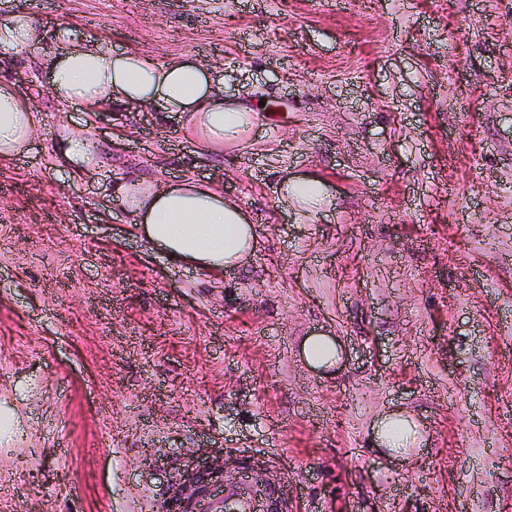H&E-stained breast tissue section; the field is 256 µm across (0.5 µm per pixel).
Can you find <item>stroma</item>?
Here are the masks:
<instances>
[{"label":"stroma","instance_id":"35a3bbf8","mask_svg":"<svg viewBox=\"0 0 512 512\" xmlns=\"http://www.w3.org/2000/svg\"><path fill=\"white\" fill-rule=\"evenodd\" d=\"M73 40L190 53L262 125L201 153L178 117L59 101L0 160V512H166L194 460L269 469L288 512H512V0H0ZM94 165L61 163L62 133ZM287 175L321 180L300 220ZM193 178L258 227L232 270L172 264L112 201ZM312 332L342 350L310 368ZM411 412L391 456L374 425Z\"/></svg>","mask_w":512,"mask_h":512}]
</instances>
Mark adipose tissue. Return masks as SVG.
Listing matches in <instances>:
<instances>
[{"instance_id":"obj_1","label":"adipose tissue","mask_w":512,"mask_h":512,"mask_svg":"<svg viewBox=\"0 0 512 512\" xmlns=\"http://www.w3.org/2000/svg\"><path fill=\"white\" fill-rule=\"evenodd\" d=\"M0 48L43 50L56 97L64 102L114 101L182 117L204 149L215 152L260 124L259 112L225 99L224 87L195 55L158 62L144 53L118 52L101 44L73 43L63 31H49L31 14L0 21ZM39 115L24 105L12 85L0 82V158L23 155ZM282 201L312 214L326 194L318 180L293 176L279 189ZM115 198L139 230L172 263L198 270L230 269L252 257L258 229L238 202L188 178L118 184ZM416 424L403 413L380 417L378 446L399 452L416 441Z\"/></svg>"}]
</instances>
